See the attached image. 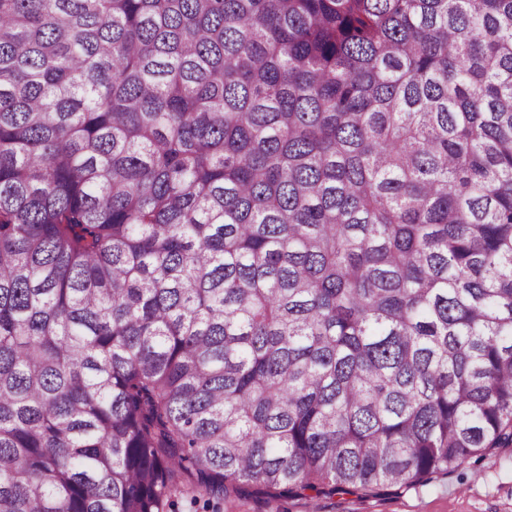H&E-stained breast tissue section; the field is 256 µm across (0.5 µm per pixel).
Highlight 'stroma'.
Returning <instances> with one entry per match:
<instances>
[{
  "label": "stroma",
  "mask_w": 512,
  "mask_h": 512,
  "mask_svg": "<svg viewBox=\"0 0 512 512\" xmlns=\"http://www.w3.org/2000/svg\"><path fill=\"white\" fill-rule=\"evenodd\" d=\"M172 512H512V448L472 458L448 478L379 497L285 499L252 493L219 501L182 493Z\"/></svg>",
  "instance_id": "obj_1"
}]
</instances>
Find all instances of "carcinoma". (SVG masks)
I'll use <instances>...</instances> for the list:
<instances>
[{"label": "carcinoma", "instance_id": "obj_1", "mask_svg": "<svg viewBox=\"0 0 512 512\" xmlns=\"http://www.w3.org/2000/svg\"><path fill=\"white\" fill-rule=\"evenodd\" d=\"M498 448L512 0H0V512Z\"/></svg>", "mask_w": 512, "mask_h": 512}]
</instances>
